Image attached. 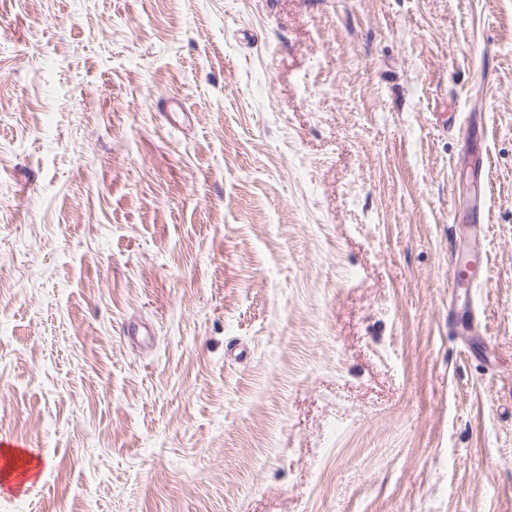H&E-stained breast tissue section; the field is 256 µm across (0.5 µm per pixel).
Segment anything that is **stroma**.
I'll return each mask as SVG.
<instances>
[{
  "instance_id": "stroma-1",
  "label": "stroma",
  "mask_w": 512,
  "mask_h": 512,
  "mask_svg": "<svg viewBox=\"0 0 512 512\" xmlns=\"http://www.w3.org/2000/svg\"><path fill=\"white\" fill-rule=\"evenodd\" d=\"M0 437V512H512V0H0Z\"/></svg>"
}]
</instances>
